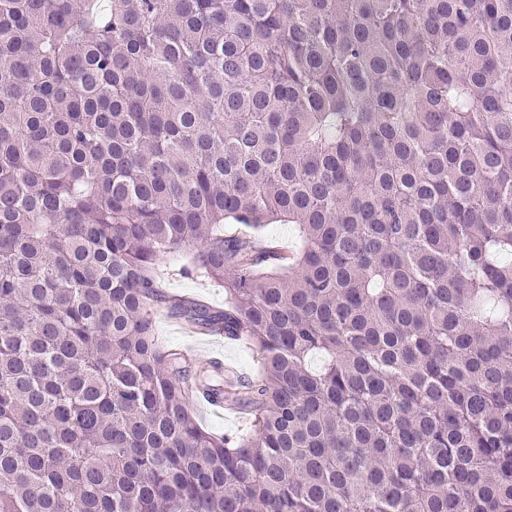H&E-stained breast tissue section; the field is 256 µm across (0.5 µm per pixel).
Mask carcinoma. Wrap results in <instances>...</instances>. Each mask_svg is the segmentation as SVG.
Returning a JSON list of instances; mask_svg holds the SVG:
<instances>
[{"label":"carcinoma","mask_w":512,"mask_h":512,"mask_svg":"<svg viewBox=\"0 0 512 512\" xmlns=\"http://www.w3.org/2000/svg\"><path fill=\"white\" fill-rule=\"evenodd\" d=\"M0 512H512V0H0ZM259 232L266 243L271 246L287 244L292 247L299 242L298 231L294 224H286L285 222L265 224ZM167 289L180 295H195L216 308H224V289L203 279L174 275L166 279ZM157 336L166 346L181 349L193 356L199 368H204L207 373L212 369L210 364L213 357L224 359V367H229L237 372L239 377L247 379L252 377L257 370L256 357L250 346L245 342L225 339L215 333H197L188 329L192 335L218 336V338H206L199 341L198 337L186 334L185 326L166 313L160 312L156 318ZM207 406L214 412L224 410V401L217 397L204 398ZM200 423L204 428L216 434L242 433L248 424L243 423L237 415L224 410V415L211 412L206 406L198 404Z\"/></svg>","instance_id":"carcinoma-1"}]
</instances>
